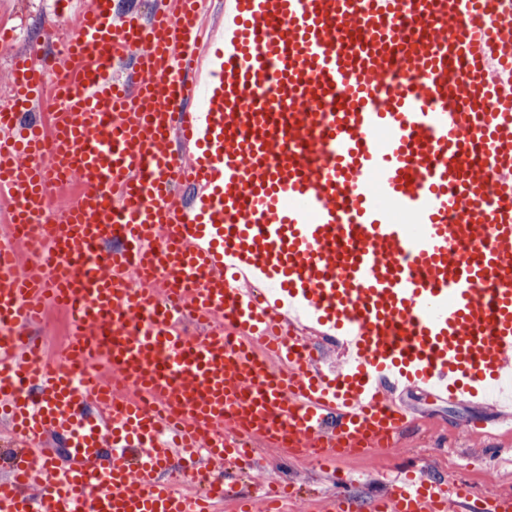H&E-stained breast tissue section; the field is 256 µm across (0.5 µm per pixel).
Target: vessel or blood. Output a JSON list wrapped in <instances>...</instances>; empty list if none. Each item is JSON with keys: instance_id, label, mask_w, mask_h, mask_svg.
<instances>
[{"instance_id": "1", "label": "vessel or blood", "mask_w": 512, "mask_h": 512, "mask_svg": "<svg viewBox=\"0 0 512 512\" xmlns=\"http://www.w3.org/2000/svg\"><path fill=\"white\" fill-rule=\"evenodd\" d=\"M199 4L146 21L91 0L47 127L24 118L45 63L13 61L11 223L38 222L66 181L80 193L66 223L42 226L39 273L18 274L0 241V413L16 442L0 512H206L223 478L200 497L157 473L200 446L239 454L225 428L284 455L366 454L406 425L384 386L455 400L512 362V0L477 26L480 0H228L197 112ZM130 56L126 87L112 75ZM181 185L192 206L173 203ZM132 274L163 277L200 336ZM285 300L346 337L347 369L320 368L277 317ZM48 304L70 317L55 362L28 334ZM49 433L67 461L35 469ZM397 479L375 512H446L445 483Z\"/></svg>"}]
</instances>
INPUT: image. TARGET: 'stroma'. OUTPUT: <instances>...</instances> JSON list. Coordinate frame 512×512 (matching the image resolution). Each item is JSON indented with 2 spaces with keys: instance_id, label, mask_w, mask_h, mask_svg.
<instances>
[{
  "instance_id": "1",
  "label": "stroma",
  "mask_w": 512,
  "mask_h": 512,
  "mask_svg": "<svg viewBox=\"0 0 512 512\" xmlns=\"http://www.w3.org/2000/svg\"><path fill=\"white\" fill-rule=\"evenodd\" d=\"M12 28L15 38L0 46V101L12 96L11 66L15 56L38 51L45 61L54 62L55 73L72 68L59 51L74 30L59 19L55 0H0V24ZM408 408L413 425L395 445L358 459L339 458L335 468L348 474L347 505L353 512H366L374 500L390 489L389 479L404 466L414 463L429 480L463 484L466 505L449 503L447 512H494V492H512V435L479 433L482 424L498 416L512 415L485 396L462 400H440L426 389L412 387L396 393ZM286 490L283 512H328L335 498L329 474L320 462L308 456H283L263 447L248 468L237 491L253 493L269 481Z\"/></svg>"
}]
</instances>
